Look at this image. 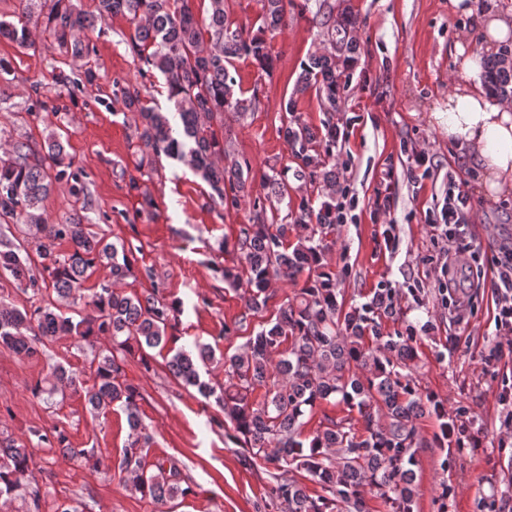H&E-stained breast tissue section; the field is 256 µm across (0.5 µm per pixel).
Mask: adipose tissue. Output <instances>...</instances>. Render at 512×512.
<instances>
[{"instance_id":"adipose-tissue-1","label":"adipose tissue","mask_w":512,"mask_h":512,"mask_svg":"<svg viewBox=\"0 0 512 512\" xmlns=\"http://www.w3.org/2000/svg\"><path fill=\"white\" fill-rule=\"evenodd\" d=\"M488 49L512 36V12L485 0L474 18ZM479 63L464 59L448 92V109L435 113L451 144L470 161L490 193L512 192V102L487 97L477 84Z\"/></svg>"}]
</instances>
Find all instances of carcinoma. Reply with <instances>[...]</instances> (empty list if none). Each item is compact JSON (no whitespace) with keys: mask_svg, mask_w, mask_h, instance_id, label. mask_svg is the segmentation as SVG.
<instances>
[{"mask_svg":"<svg viewBox=\"0 0 512 512\" xmlns=\"http://www.w3.org/2000/svg\"><path fill=\"white\" fill-rule=\"evenodd\" d=\"M205 15L198 17L188 0H19L13 19H0V36L27 49H36L40 33L73 60L83 61V76L93 84L98 73L91 61V35L114 15L128 17L134 25L131 43L147 70L165 79L174 112L145 106L133 85L118 86L112 104L135 112L138 167L153 166L166 156L183 162L210 188L209 199L219 205L240 206L249 197L253 166L244 159H227L224 118H242L256 97L235 94L234 78L227 65L248 58L261 69L272 65L267 36L285 22L286 0H262V25L253 32L229 19L227 0H208ZM356 17L350 7L340 19L327 24L329 48L303 65L293 95L313 92L328 111H336L344 87L341 77L357 63V43L352 36ZM484 84L488 92L512 99V46H503L487 59ZM293 99L284 110L281 133L298 161L295 179L311 185H332L335 172L328 169V146L336 128L321 133L295 112ZM261 178L270 190L252 203V223L240 227L233 245L237 262L216 268L233 287L246 284L248 298L241 320L267 308L275 279L295 280L306 274L304 286L266 320L246 346L224 355V395L220 397L228 436L247 455L251 467L263 461L266 471H295L318 485L321 494H308L294 479L271 487L274 498L288 504V512H366L364 494L373 491L390 512H413L415 475L412 463L418 438L416 420L431 414L440 421V447L457 445L464 434L448 421L444 405L424 397L410 375L417 357L413 336L385 334L380 319L393 315L391 293L376 292L365 303L343 311L336 272L324 264L326 238L336 229V205L324 201L314 208L304 199L294 211L277 217L272 201L288 196V169L271 166ZM74 199L73 214L55 224L45 214L44 200L60 186ZM86 208L84 173L72 169L60 134L50 130L43 147L10 139L0 155V224H28L35 228L39 245L31 254L20 241L0 239V276L12 278L16 289L28 296L23 309L0 301V347L33 357L39 346L56 336H69L77 344L112 343V351L98 350L90 361L91 387L86 403L94 414L120 407L131 430L130 441L119 462L126 490L149 499L157 512H169L168 503L193 494L182 484L177 463L148 464L146 445L151 437L142 425L139 388L125 379L123 360L116 350L140 353L145 371L151 370L146 350L163 347L166 331L178 313L154 288L128 295L121 284L133 274L125 242L109 243L82 223ZM70 243L61 253L55 242ZM103 280L91 295L94 315L76 310L86 298L84 283L97 272ZM50 290L57 303L42 304L39 297ZM68 308L67 314L62 308ZM215 359V349L194 343L178 350L167 362L169 371L185 385L207 396L214 393L201 380L199 368ZM82 380L62 366H54L32 386L34 397L53 398ZM264 389L261 400L252 399ZM357 411L362 432L353 418L330 419L326 426L304 434L306 414L330 400ZM57 448L62 456L93 469L98 458L92 448H76L62 428L49 433L31 432L27 440L0 439V501L19 497L27 512H45L46 483L35 457L34 443Z\"/></svg>","mask_w":512,"mask_h":512,"instance_id":"carcinoma-1","label":"carcinoma"}]
</instances>
